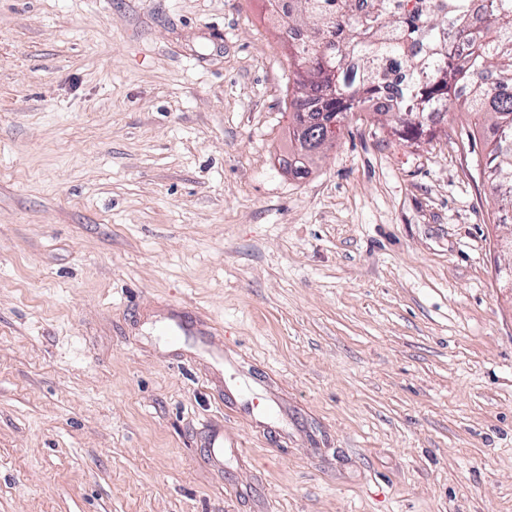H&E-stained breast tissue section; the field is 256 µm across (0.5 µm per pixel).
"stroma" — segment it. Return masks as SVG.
I'll use <instances>...</instances> for the list:
<instances>
[{
  "mask_svg": "<svg viewBox=\"0 0 512 512\" xmlns=\"http://www.w3.org/2000/svg\"><path fill=\"white\" fill-rule=\"evenodd\" d=\"M287 25L0 0V512H512L484 138L369 104L295 176Z\"/></svg>",
  "mask_w": 512,
  "mask_h": 512,
  "instance_id": "35a3bbf8",
  "label": "stroma"
}]
</instances>
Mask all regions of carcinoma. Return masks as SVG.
<instances>
[{
    "instance_id": "cac0c4a2",
    "label": "carcinoma",
    "mask_w": 512,
    "mask_h": 512,
    "mask_svg": "<svg viewBox=\"0 0 512 512\" xmlns=\"http://www.w3.org/2000/svg\"><path fill=\"white\" fill-rule=\"evenodd\" d=\"M288 27L313 21L308 45H288L297 61L300 92L291 103L289 139L298 150L296 171H306L310 141L323 139L328 122L341 120L381 93L378 71L391 61L412 82L391 109L401 136L416 141L430 130L428 116L448 115L461 101L474 125L489 132L484 172L492 192L512 207V0H489L483 24L471 22L468 0H290ZM467 45L459 56L456 42Z\"/></svg>"
}]
</instances>
